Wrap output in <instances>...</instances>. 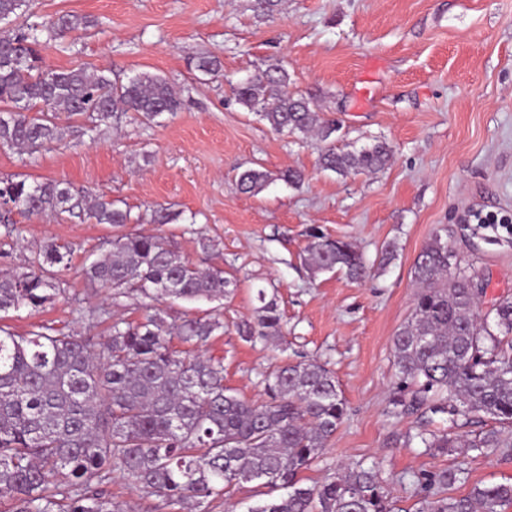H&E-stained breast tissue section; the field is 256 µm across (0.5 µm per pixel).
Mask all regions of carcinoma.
I'll use <instances>...</instances> for the list:
<instances>
[{
  "label": "carcinoma",
  "mask_w": 512,
  "mask_h": 512,
  "mask_svg": "<svg viewBox=\"0 0 512 512\" xmlns=\"http://www.w3.org/2000/svg\"><path fill=\"white\" fill-rule=\"evenodd\" d=\"M29 0H0V148L34 155L63 141L57 113L84 120L79 134L129 112L151 123L178 111L180 99L160 76L138 73L124 80L84 66L43 69L36 47L92 22L63 14L40 24L11 26ZM193 70L217 74L211 55L192 60ZM288 71L269 63L232 86L236 102L271 129L314 132L326 144L322 169L341 176L377 172L390 149L378 141L359 151H336L334 120L311 101L288 91ZM271 180L249 168L239 190L255 195ZM83 214L98 224H171L180 213L157 207L131 215L102 194L75 197L60 180L0 177V224L15 231L14 215ZM512 225L466 224L461 230L488 242L485 230ZM305 262L313 273L341 271L360 281L368 266L358 247L320 233L310 235ZM72 248L46 240L22 270L0 267V312H36L66 291L58 278ZM86 277L115 295L158 300L222 301L230 281L224 270L203 267L157 235L124 233L85 269ZM413 276L419 289L414 311L393 337L399 383L390 400L396 416L441 414L450 427L483 413L501 425L458 437L420 426L406 444L463 448L485 454L512 448V297L479 316L485 281L457 265L456 255L435 234L418 254ZM257 324L246 339L280 340L284 327L277 303L257 291ZM223 328L206 314L167 323L158 310L137 323L116 319L108 339H90L38 325L24 335L0 326V500L13 512H120L105 489L114 471L148 495L196 512L209 499L257 482L267 498L249 512H395L376 466L357 463L321 483L305 485L299 474L323 454L346 416L333 374L317 361L284 363L266 374L268 400L256 403L224 387V363L172 348L171 339L195 346ZM469 482L463 469H446L418 481L414 512H505L512 483H477L468 493L448 488Z\"/></svg>",
  "instance_id": "obj_1"
}]
</instances>
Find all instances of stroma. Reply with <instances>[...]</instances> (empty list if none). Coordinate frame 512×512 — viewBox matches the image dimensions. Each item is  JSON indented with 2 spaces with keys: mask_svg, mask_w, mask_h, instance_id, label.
Listing matches in <instances>:
<instances>
[{
  "mask_svg": "<svg viewBox=\"0 0 512 512\" xmlns=\"http://www.w3.org/2000/svg\"><path fill=\"white\" fill-rule=\"evenodd\" d=\"M62 14L91 20L39 49L48 68L85 66L108 75L164 76L182 107L160 122L123 116L98 135L68 136L33 156L0 149V177L60 179L77 196L106 194L132 214L172 206L171 224L125 225L160 235L230 279L222 305L155 301L168 323L217 312L224 324L203 353L223 359L224 384L245 399L265 401L264 377L283 362L315 359L332 371L347 417L323 455L304 470L312 484L357 462L378 464L397 508L416 501L421 476L465 469L471 482L512 480V448L460 454L404 445L415 417H398L392 339L414 303L412 268L437 231H446L461 267L489 279L488 298L512 296V236L465 238L467 214L512 219V0H281L256 16L250 0H30L26 22ZM218 57L222 75L196 79L187 61ZM324 118L341 129L335 145L356 151L385 140L390 165L340 176L318 167L322 142L277 133L235 103L231 83L273 61ZM248 168L272 175L257 195L239 191ZM304 170L301 184L282 172ZM15 236L0 231L6 263L27 265L49 238L72 246L60 277L64 295L38 312L0 313V325L22 333L45 323L103 341L108 322L81 318L104 308L140 320L146 300L113 299L84 275L110 248L115 227L79 218L17 216ZM354 242L371 273L361 282L342 273H312L302 260L312 230ZM396 244L388 265L382 248ZM276 299L285 336L276 343L244 339L258 313V289Z\"/></svg>",
  "mask_w": 512,
  "mask_h": 512,
  "instance_id": "obj_1",
  "label": "stroma"
}]
</instances>
